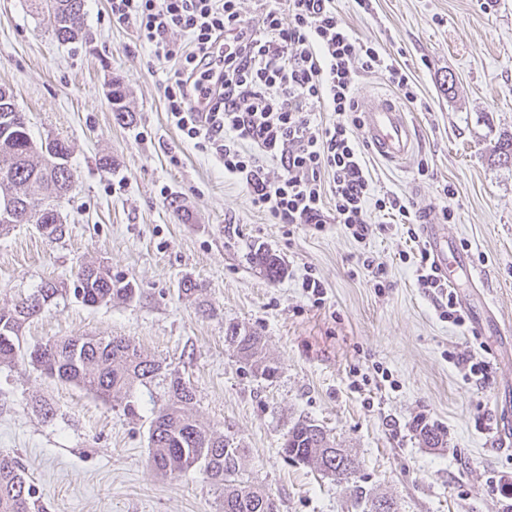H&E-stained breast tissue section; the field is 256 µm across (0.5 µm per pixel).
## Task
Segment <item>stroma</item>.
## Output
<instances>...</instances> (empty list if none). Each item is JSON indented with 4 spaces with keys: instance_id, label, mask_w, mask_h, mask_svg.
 <instances>
[{
    "instance_id": "1",
    "label": "stroma",
    "mask_w": 512,
    "mask_h": 512,
    "mask_svg": "<svg viewBox=\"0 0 512 512\" xmlns=\"http://www.w3.org/2000/svg\"><path fill=\"white\" fill-rule=\"evenodd\" d=\"M353 34L395 52L415 77L403 104L416 147L395 164L367 149L375 195L409 201L443 223L484 276L502 333L475 336L443 319L417 281L418 244L394 214L373 213L366 239L343 225L317 231L272 224L223 166L173 125L168 65L113 20L107 0H84L78 40L58 42L34 0H0V87L36 140L67 141L75 182L57 202L66 232L32 224L0 235V308L46 281L60 286L26 323L30 346L69 336H122L195 389L193 412L233 437L244 474L278 512H512V443H497L498 401L512 391V165L492 161L512 133V0H339ZM126 93L116 111L112 84ZM427 174H419V163ZM454 211L444 220V206ZM266 250L284 273L268 280ZM384 263L374 287L365 259ZM132 284L125 300L88 307L74 298L81 264ZM314 277L322 300L303 288ZM200 284L182 293L185 280ZM258 333L274 377L257 374L226 341L229 326ZM485 361L466 378L458 357ZM137 416L42 376L27 362L0 367V453L25 467L44 512H221L204 475L172 478L148 463L149 429L168 402L161 382L137 390ZM50 404L46 419L36 401ZM322 426L359 469L326 477L281 452L298 420ZM445 443L427 447L417 422Z\"/></svg>"
}]
</instances>
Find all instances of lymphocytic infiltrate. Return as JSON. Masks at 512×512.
<instances>
[{
  "instance_id": "obj_1",
  "label": "lymphocytic infiltrate",
  "mask_w": 512,
  "mask_h": 512,
  "mask_svg": "<svg viewBox=\"0 0 512 512\" xmlns=\"http://www.w3.org/2000/svg\"><path fill=\"white\" fill-rule=\"evenodd\" d=\"M113 20L133 24L156 60L171 63L165 86L176 128L199 151L223 163L252 205L274 224L322 228L327 209L354 239L371 212L410 217L397 196H374L365 146L353 133L358 71L384 73L400 99L414 103L408 67L356 38L336 0H258L253 20L240 0H109ZM181 32L185 44L170 35ZM322 112L335 113L331 123ZM280 177H271L270 165ZM417 280L440 295L441 315L466 318L453 291L420 251Z\"/></svg>"
}]
</instances>
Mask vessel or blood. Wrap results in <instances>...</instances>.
<instances>
[{"label": "vessel or blood", "instance_id": "vessel-or-blood-1", "mask_svg": "<svg viewBox=\"0 0 512 512\" xmlns=\"http://www.w3.org/2000/svg\"><path fill=\"white\" fill-rule=\"evenodd\" d=\"M361 130L367 144L388 161L402 162L414 151L415 141L408 118L391 101L370 99L363 102ZM422 233L428 252L438 271L447 278L450 288H457L462 279L474 288L482 284V275L470 264L456 241L449 237L445 225H423ZM471 331L477 336L499 334L501 328L495 312L488 306H481L472 316Z\"/></svg>", "mask_w": 512, "mask_h": 512}]
</instances>
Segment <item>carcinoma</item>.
Returning a JSON list of instances; mask_svg holds the SVG:
<instances>
[{
	"instance_id": "cac0c4a2",
	"label": "carcinoma",
	"mask_w": 512,
	"mask_h": 512,
	"mask_svg": "<svg viewBox=\"0 0 512 512\" xmlns=\"http://www.w3.org/2000/svg\"><path fill=\"white\" fill-rule=\"evenodd\" d=\"M84 0H51L48 8L52 32L59 42L78 38L84 27ZM501 165L512 164V134H505L493 150ZM74 180L71 167L57 166L50 141L33 140L12 93L0 90V213L11 206L21 216L36 218L41 211L65 195ZM255 261L275 280L283 268L272 254L255 253ZM58 288L46 283L32 296L0 308V365L29 360L45 377L72 384L104 402L124 401L123 412L138 414L135 388L162 375L168 379L169 403L158 410L149 430V461L158 472L179 478L198 469L220 491L222 512H277L271 497L244 480L242 449H227L224 435L202 427L188 412L195 399L193 388L163 362L150 358L124 337L71 336L23 348L20 331L26 322L41 313ZM135 289L112 279L105 270L97 276L79 267L73 281V295L90 307L114 298L130 297ZM231 345L261 375L270 378L276 368L262 356L263 337L250 331L228 328ZM423 443L436 448L444 443V432L437 425L419 430ZM284 456L318 471L344 480L356 473L358 462L344 449L330 444L323 428L311 419H302L288 430ZM25 470L8 455H0V512H37Z\"/></svg>"
}]
</instances>
